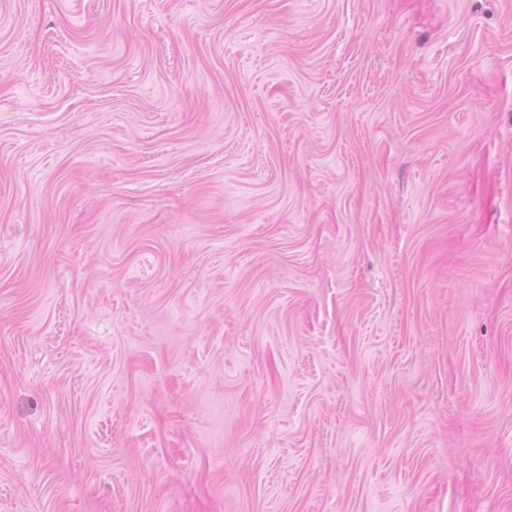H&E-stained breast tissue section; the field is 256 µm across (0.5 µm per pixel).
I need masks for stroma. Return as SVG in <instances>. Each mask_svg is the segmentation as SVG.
<instances>
[{"instance_id": "35a3bbf8", "label": "stroma", "mask_w": 512, "mask_h": 512, "mask_svg": "<svg viewBox=\"0 0 512 512\" xmlns=\"http://www.w3.org/2000/svg\"><path fill=\"white\" fill-rule=\"evenodd\" d=\"M0 512H512V0H0Z\"/></svg>"}]
</instances>
